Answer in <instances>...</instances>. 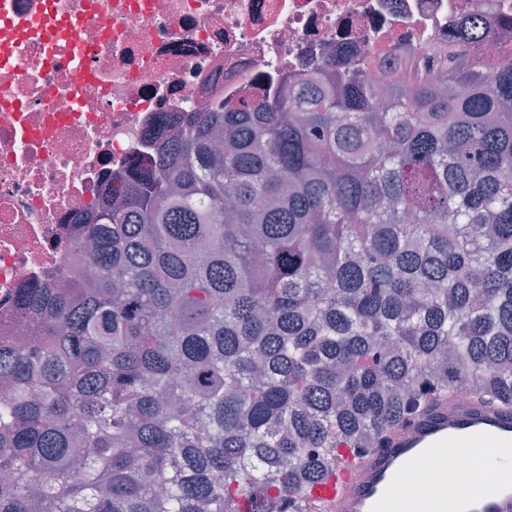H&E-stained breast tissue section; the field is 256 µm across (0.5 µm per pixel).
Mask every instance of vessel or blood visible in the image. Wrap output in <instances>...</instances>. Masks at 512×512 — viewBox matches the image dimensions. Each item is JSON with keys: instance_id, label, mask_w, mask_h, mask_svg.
I'll return each instance as SVG.
<instances>
[{"instance_id": "vessel-or-blood-1", "label": "vessel or blood", "mask_w": 512, "mask_h": 512, "mask_svg": "<svg viewBox=\"0 0 512 512\" xmlns=\"http://www.w3.org/2000/svg\"><path fill=\"white\" fill-rule=\"evenodd\" d=\"M482 436L491 437L493 447L512 449V416L473 402L440 399L409 428L390 430L383 449L358 457L343 454L335 471L313 487L310 500L333 512H382L381 503L399 484L417 481L414 466L423 462L430 479L444 480L446 491L435 499L419 492L399 512H512V480L473 494L460 490V475L439 464L441 455Z\"/></svg>"}]
</instances>
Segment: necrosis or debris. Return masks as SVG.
Returning <instances> with one entry per match:
<instances>
[{
	"label": "necrosis or debris",
	"instance_id": "necrosis-or-debris-1",
	"mask_svg": "<svg viewBox=\"0 0 512 512\" xmlns=\"http://www.w3.org/2000/svg\"><path fill=\"white\" fill-rule=\"evenodd\" d=\"M478 12L474 52L511 63L512 0H0V338H31L24 289L90 268L95 205L174 114L273 93L332 46L370 54L379 84L447 74ZM492 25V19L478 13L471 21L455 33V40L462 45H468L485 37Z\"/></svg>",
	"mask_w": 512,
	"mask_h": 512
}]
</instances>
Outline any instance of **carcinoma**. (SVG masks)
<instances>
[{"mask_svg": "<svg viewBox=\"0 0 512 512\" xmlns=\"http://www.w3.org/2000/svg\"><path fill=\"white\" fill-rule=\"evenodd\" d=\"M368 66L178 116L97 206L89 273L26 290L0 512H313L437 397L512 413V63Z\"/></svg>", "mask_w": 512, "mask_h": 512, "instance_id": "carcinoma-1", "label": "carcinoma"}]
</instances>
